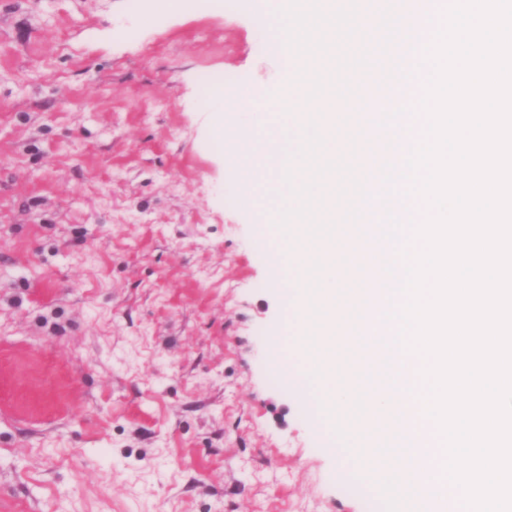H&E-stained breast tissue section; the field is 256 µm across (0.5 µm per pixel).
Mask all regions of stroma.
I'll use <instances>...</instances> for the list:
<instances>
[{"label": "stroma", "mask_w": 512, "mask_h": 512, "mask_svg": "<svg viewBox=\"0 0 512 512\" xmlns=\"http://www.w3.org/2000/svg\"><path fill=\"white\" fill-rule=\"evenodd\" d=\"M0 0V512H385L304 383L201 78L269 110L277 0Z\"/></svg>", "instance_id": "1"}]
</instances>
